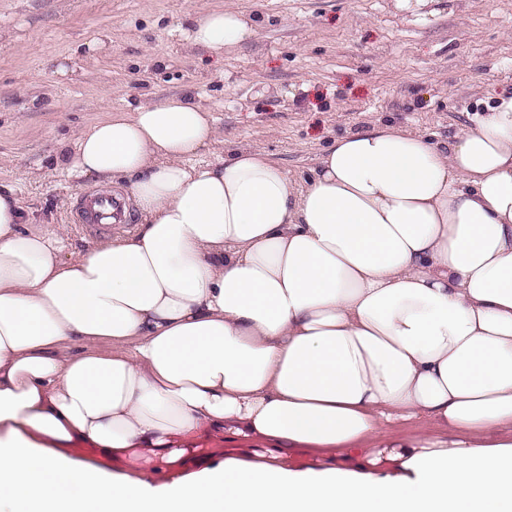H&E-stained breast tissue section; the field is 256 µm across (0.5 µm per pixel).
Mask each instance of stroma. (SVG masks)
I'll use <instances>...</instances> for the list:
<instances>
[{
  "label": "stroma",
  "instance_id": "35a3bbf8",
  "mask_svg": "<svg viewBox=\"0 0 512 512\" xmlns=\"http://www.w3.org/2000/svg\"><path fill=\"white\" fill-rule=\"evenodd\" d=\"M223 8L245 13L254 38L221 54L190 47L191 18ZM503 90L512 0H431L417 16L392 0H0V186L28 226H64L77 250L93 236L70 209L93 186L73 168L74 140L107 109L191 94L218 128L198 163L248 146L302 180L369 121L445 143Z\"/></svg>",
  "mask_w": 512,
  "mask_h": 512
}]
</instances>
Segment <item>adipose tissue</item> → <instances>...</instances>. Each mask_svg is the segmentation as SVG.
Here are the masks:
<instances>
[{"mask_svg": "<svg viewBox=\"0 0 512 512\" xmlns=\"http://www.w3.org/2000/svg\"><path fill=\"white\" fill-rule=\"evenodd\" d=\"M216 137L188 94L81 130L137 225L76 251L0 188V512H512V94L442 146L347 133L303 182L196 163ZM205 431L261 449L213 467Z\"/></svg>", "mask_w": 512, "mask_h": 512, "instance_id": "adipose-tissue-1", "label": "adipose tissue"}]
</instances>
